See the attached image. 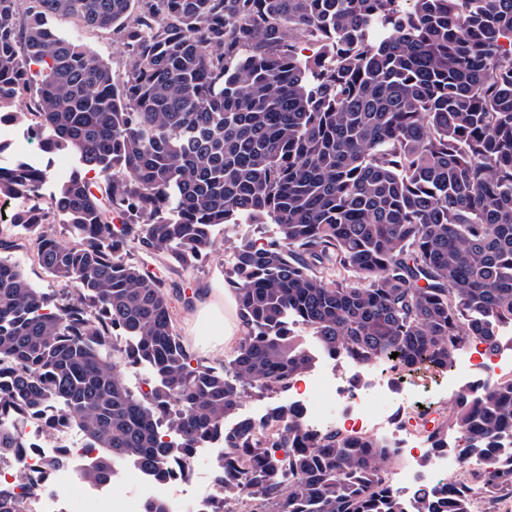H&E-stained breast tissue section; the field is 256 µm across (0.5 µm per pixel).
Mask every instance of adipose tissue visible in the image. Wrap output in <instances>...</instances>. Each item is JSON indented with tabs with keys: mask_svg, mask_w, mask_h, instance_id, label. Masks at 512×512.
Returning <instances> with one entry per match:
<instances>
[{
	"mask_svg": "<svg viewBox=\"0 0 512 512\" xmlns=\"http://www.w3.org/2000/svg\"><path fill=\"white\" fill-rule=\"evenodd\" d=\"M199 321L214 323L209 344L212 348L229 349L237 344L243 328L236 315L237 296L230 288L200 291L194 299Z\"/></svg>",
	"mask_w": 512,
	"mask_h": 512,
	"instance_id": "adipose-tissue-1",
	"label": "adipose tissue"
}]
</instances>
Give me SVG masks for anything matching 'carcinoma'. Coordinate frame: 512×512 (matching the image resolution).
Returning <instances> with one entry per match:
<instances>
[{
  "mask_svg": "<svg viewBox=\"0 0 512 512\" xmlns=\"http://www.w3.org/2000/svg\"><path fill=\"white\" fill-rule=\"evenodd\" d=\"M401 2L0 0V114L37 78L21 117L48 132L43 151L81 165L46 208L47 169L0 167V198L26 201L12 223L73 285L50 306L0 256V363L13 367L0 413L56 408L88 443L85 482L129 461L163 476L221 429L214 512H500L512 500V462L490 454L512 432V377L418 416L427 447L455 434L482 468L411 504L389 484V441L313 433L285 399L315 361L291 321L320 353L395 376L497 349L512 325V0ZM51 18L109 32L128 67L114 72ZM296 38L327 56L302 59ZM53 212L73 243L45 230ZM242 216L279 240L236 247L224 281L244 332L218 371L177 333L164 277L124 250L191 269L215 250L213 228ZM123 363L152 369L148 392L128 389ZM249 388L283 401L265 425L224 429ZM18 447L0 429V458Z\"/></svg>",
  "mask_w": 512,
  "mask_h": 512,
  "instance_id": "1",
  "label": "carcinoma"
}]
</instances>
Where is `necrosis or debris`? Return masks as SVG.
Returning a JSON list of instances; mask_svg holds the SVG:
<instances>
[{
  "instance_id": "obj_1",
  "label": "necrosis or debris",
  "mask_w": 512,
  "mask_h": 512,
  "mask_svg": "<svg viewBox=\"0 0 512 512\" xmlns=\"http://www.w3.org/2000/svg\"><path fill=\"white\" fill-rule=\"evenodd\" d=\"M384 395V389L372 394L358 382L340 380L337 373L317 372L295 386L288 400L311 428L334 423L352 435L388 440L401 461L391 482L403 491L413 492L422 486L414 474L417 447L423 437L419 430L396 419L384 402ZM0 427L17 431L24 444L20 451L24 472H17L13 461L0 462V483L12 487L18 512H60L59 494L76 482L86 456L78 430L57 424L48 409L23 419L0 415ZM61 452L66 453L69 462L55 471L56 493H38L37 488L46 477V461ZM167 466L169 475L164 480L138 467L116 471L112 483L87 485L90 512H137L142 502L157 498L168 503L170 512H209L213 494L209 488L200 487L197 474L186 472L184 461L177 458L169 460ZM116 482L129 487L127 501L113 498L112 485Z\"/></svg>"
}]
</instances>
